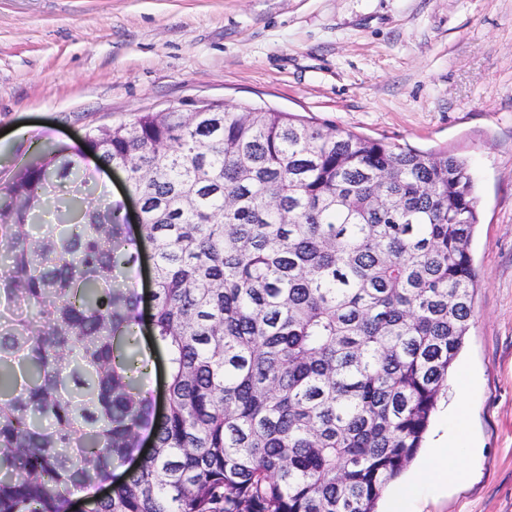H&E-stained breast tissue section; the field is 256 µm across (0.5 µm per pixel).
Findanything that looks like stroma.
<instances>
[{
  "instance_id": "1",
  "label": "stroma",
  "mask_w": 512,
  "mask_h": 512,
  "mask_svg": "<svg viewBox=\"0 0 512 512\" xmlns=\"http://www.w3.org/2000/svg\"><path fill=\"white\" fill-rule=\"evenodd\" d=\"M205 100L466 157L480 286L426 439L466 407V484L418 512H512V0H0V183L32 142Z\"/></svg>"
}]
</instances>
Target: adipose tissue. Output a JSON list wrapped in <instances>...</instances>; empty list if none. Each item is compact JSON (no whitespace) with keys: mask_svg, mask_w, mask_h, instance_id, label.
<instances>
[{"mask_svg":"<svg viewBox=\"0 0 512 512\" xmlns=\"http://www.w3.org/2000/svg\"><path fill=\"white\" fill-rule=\"evenodd\" d=\"M467 447V439L457 432L428 448L426 462L413 476L410 489L390 498L388 512H405L422 488L445 490L464 483L468 472L461 464V457Z\"/></svg>","mask_w":512,"mask_h":512,"instance_id":"obj_1","label":"adipose tissue"}]
</instances>
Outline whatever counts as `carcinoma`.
Segmentation results:
<instances>
[{
  "label": "carcinoma",
  "instance_id": "cac0c4a2",
  "mask_svg": "<svg viewBox=\"0 0 512 512\" xmlns=\"http://www.w3.org/2000/svg\"><path fill=\"white\" fill-rule=\"evenodd\" d=\"M83 144L127 170L140 239L65 147L0 189V512H376L470 328L467 161L227 105ZM148 252L149 248H146L142 251L138 262L135 264L131 272V277L135 283V286L139 294L143 297V302L141 303V307L143 308V310L147 309L149 306L150 262L147 257Z\"/></svg>",
  "mask_w": 512,
  "mask_h": 512
}]
</instances>
